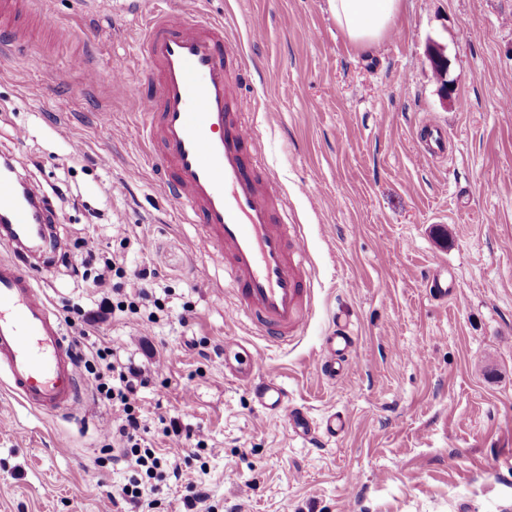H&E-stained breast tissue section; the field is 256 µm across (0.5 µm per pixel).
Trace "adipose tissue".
Segmentation results:
<instances>
[{
	"label": "adipose tissue",
	"instance_id": "adipose-tissue-1",
	"mask_svg": "<svg viewBox=\"0 0 512 512\" xmlns=\"http://www.w3.org/2000/svg\"><path fill=\"white\" fill-rule=\"evenodd\" d=\"M401 0H329L338 26L351 44L367 47L392 27Z\"/></svg>",
	"mask_w": 512,
	"mask_h": 512
}]
</instances>
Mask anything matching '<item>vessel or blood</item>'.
Here are the masks:
<instances>
[{
	"label": "vessel or blood",
	"instance_id": "obj_1",
	"mask_svg": "<svg viewBox=\"0 0 512 512\" xmlns=\"http://www.w3.org/2000/svg\"><path fill=\"white\" fill-rule=\"evenodd\" d=\"M143 52L152 89L141 96L148 121L143 130L149 161L165 169V184L185 202L213 264L236 296L235 312L263 337L288 344L308 315L309 272L298 225L288 221V205L257 151L253 106L238 91L242 52L224 24L196 7V0H174L151 17ZM422 154L448 150L446 128L419 126ZM0 369L22 403L37 412L74 414L83 390L71 342L35 277L23 266L53 250L50 225L31 221L13 176L0 174ZM354 338L335 324L323 340L321 373L328 381L345 375ZM260 356L224 348V371L245 382L255 403L279 413L288 392L278 379L260 372ZM303 437L313 432L336 438L349 427L344 411L314 423L300 411L290 418Z\"/></svg>",
	"mask_w": 512,
	"mask_h": 512
}]
</instances>
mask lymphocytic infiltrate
<instances>
[{
	"instance_id": "1",
	"label": "lymphocytic infiltrate",
	"mask_w": 512,
	"mask_h": 512,
	"mask_svg": "<svg viewBox=\"0 0 512 512\" xmlns=\"http://www.w3.org/2000/svg\"><path fill=\"white\" fill-rule=\"evenodd\" d=\"M156 277L153 269L143 267L135 271L138 287L132 300H121L112 304V311L141 314L144 326H151L159 320L158 313L164 305L153 297L146 288L147 283ZM91 358L97 367L93 372L96 391L100 398L111 402L118 420L112 428V442L117 445L115 461L126 462L131 474L111 503L122 502L130 506L132 512H149L153 508L152 496L160 483L175 482L180 478L179 468L153 448L145 438V428L134 404L139 388L147 386L149 377L118 357L116 351L103 346L95 348Z\"/></svg>"
}]
</instances>
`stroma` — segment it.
Here are the masks:
<instances>
[{
	"mask_svg": "<svg viewBox=\"0 0 512 512\" xmlns=\"http://www.w3.org/2000/svg\"><path fill=\"white\" fill-rule=\"evenodd\" d=\"M167 8L40 0L55 34L0 55V157L14 156L61 240L38 265L40 286L77 352L117 349L151 379L136 404L181 471L155 512H182L193 486L225 512H512V0H402L368 48L348 41L328 0H201L241 45L260 155L301 227L311 311L283 347L230 317L223 269L146 159L141 41L146 18ZM432 42L448 59L447 99ZM76 57L125 64L126 76L88 80ZM425 116L447 129V159L420 155ZM85 238L98 260L156 270L166 308L152 331L100 308L128 297L127 279L97 292L74 275ZM439 264L455 282L442 301L427 288ZM338 318L356 345L332 384L318 361ZM228 338L261 353L287 408L316 420L347 410V433L310 441L259 409L216 355ZM82 380L75 416L32 411L0 386L13 422L0 430V512H103L128 477L104 453L117 417L92 374ZM166 419L180 443L163 436Z\"/></svg>",
	"mask_w": 512,
	"mask_h": 512,
	"instance_id": "stroma-1",
	"label": "stroma"
}]
</instances>
